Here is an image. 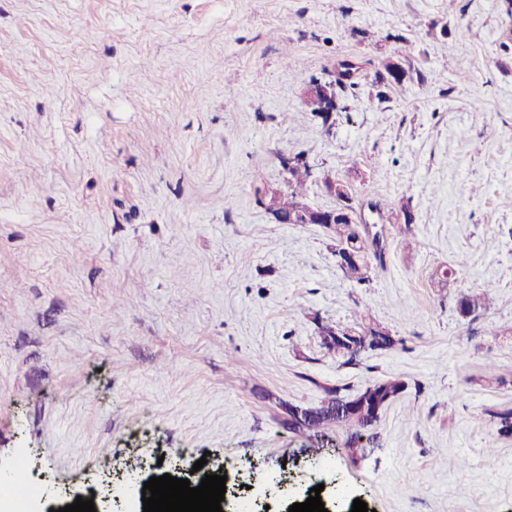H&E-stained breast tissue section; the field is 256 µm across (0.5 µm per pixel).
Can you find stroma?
Returning <instances> with one entry per match:
<instances>
[{
  "label": "stroma",
  "mask_w": 512,
  "mask_h": 512,
  "mask_svg": "<svg viewBox=\"0 0 512 512\" xmlns=\"http://www.w3.org/2000/svg\"><path fill=\"white\" fill-rule=\"evenodd\" d=\"M344 60L355 84L322 120L305 87ZM294 156L310 205L335 207L329 174L374 223L370 284L325 228L262 206ZM463 288L489 308L461 317ZM363 322L393 346L351 359L320 334ZM392 377L408 388L359 443L288 427ZM504 405L507 0H0L1 467L26 455L54 504L159 457L252 497L315 477L373 512H512ZM360 248H364V252L362 254L364 262L366 265L369 264V259L371 257V253L374 258L380 262V265H383V246L376 239L373 240L371 245L363 246L361 243H358ZM336 264L338 267L348 268V267H357L360 272L365 273L364 276L368 277L370 273V268L361 263L360 256L352 246H348L346 244H342L336 247ZM350 282H353L357 285H363L370 282V278L366 279H358L353 281V278L348 275V273L344 270H341Z\"/></svg>",
  "instance_id": "35a3bbf8"
}]
</instances>
